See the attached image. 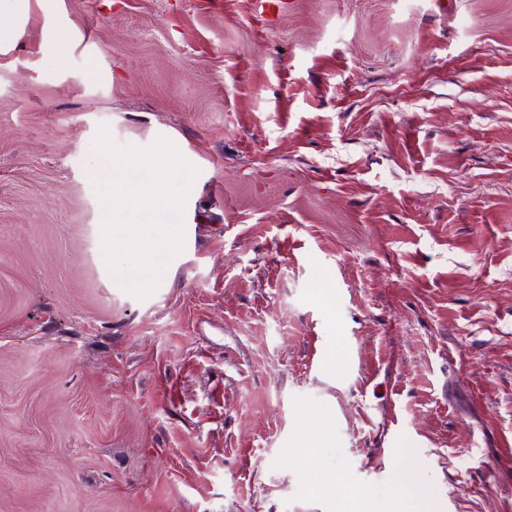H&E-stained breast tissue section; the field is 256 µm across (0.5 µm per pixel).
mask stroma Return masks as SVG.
I'll return each instance as SVG.
<instances>
[{
  "label": "stroma",
  "mask_w": 512,
  "mask_h": 512,
  "mask_svg": "<svg viewBox=\"0 0 512 512\" xmlns=\"http://www.w3.org/2000/svg\"><path fill=\"white\" fill-rule=\"evenodd\" d=\"M253 10L0 14V512H512V0ZM103 124L199 170L142 301Z\"/></svg>",
  "instance_id": "obj_1"
}]
</instances>
